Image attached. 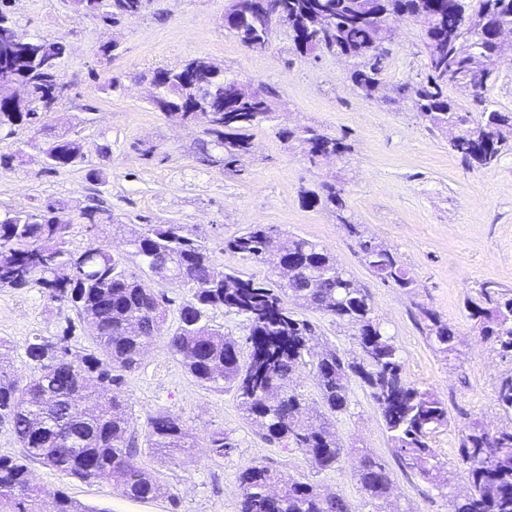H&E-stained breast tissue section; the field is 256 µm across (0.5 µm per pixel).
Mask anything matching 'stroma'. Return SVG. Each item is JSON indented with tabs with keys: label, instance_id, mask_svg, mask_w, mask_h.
Listing matches in <instances>:
<instances>
[{
	"label": "stroma",
	"instance_id": "stroma-1",
	"mask_svg": "<svg viewBox=\"0 0 512 512\" xmlns=\"http://www.w3.org/2000/svg\"><path fill=\"white\" fill-rule=\"evenodd\" d=\"M230 0H147L142 13L118 22L75 12L68 0H0V11L26 38L64 39L63 85L43 127L0 135V152L14 154L0 168V217L62 209L71 219L67 247L82 252L104 245L127 256L132 231L149 224H181L225 271L269 285L274 268L250 262L224 248L225 239L253 224L324 246L339 267L366 289L373 312L398 348L405 379L434 392L448 407V426L430 436L450 481L435 485L406 466L391 441L368 387L347 380L348 409L333 420L343 454L335 470L317 472L300 449L268 441L243 413L232 389L201 387L173 357L165 336L127 373L120 395L127 403L130 433L144 436L149 418L178 415L198 448L170 460L142 453L140 463L169 488L170 497L136 501L117 494L105 480L84 481L33 461V481L43 508L65 493L93 512H239L237 475L263 465L340 494L352 512H373L356 472L361 454L385 463L391 477L393 512H452L451 502L469 486L460 448L465 428L479 421L489 433L512 425L496 396L501 377L512 373V357L479 335L467 303L488 282L512 290V151L489 170L466 166L448 139L419 120L402 83L424 73V26L405 18L394 23L386 45L379 90L365 95L350 79L351 60L297 54L284 29L268 46L253 50L224 27ZM495 60L498 79L485 96L490 108L512 112V34ZM117 44L114 55L104 46ZM204 57L226 76L280 92L271 121L252 131V148L238 168L224 166V150L203 125L166 119L151 101L150 76ZM309 125L344 138L342 158L309 162L284 131ZM79 140L82 163L52 171L42 148L51 131ZM341 189L360 234L382 241L414 279L406 292L382 284L366 267L354 236L333 209L311 207L305 192ZM103 209L106 223L91 224L86 209ZM436 311L455 332L456 351L447 355L428 338L420 308ZM315 327V350H337L346 359L361 350L350 329L329 315L299 309ZM68 336L73 348H90L83 324L70 309L50 301L42 287L0 288V338L14 348V369L26 377L25 344L36 336ZM223 432L235 442L229 454L210 456L205 445Z\"/></svg>",
	"mask_w": 512,
	"mask_h": 512
}]
</instances>
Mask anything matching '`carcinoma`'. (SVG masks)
<instances>
[{"instance_id":"obj_1","label":"carcinoma","mask_w":512,"mask_h":512,"mask_svg":"<svg viewBox=\"0 0 512 512\" xmlns=\"http://www.w3.org/2000/svg\"><path fill=\"white\" fill-rule=\"evenodd\" d=\"M286 21L296 53L345 56L353 61L351 81L370 95L381 83L389 41L385 25L404 17L425 24L426 72L413 87L414 109L427 126L448 135L450 149L469 166L489 169L508 148L502 129L512 127V112L484 107L478 120L448 100V84L466 78L478 87L475 100L496 82L490 75L500 51L499 29L512 30V0H275ZM230 33L248 46L267 39L259 12L239 22ZM39 54L0 43V76L19 73L32 87V99L55 104L61 93L59 66L67 52L57 39L37 40ZM235 80L195 58L187 65L156 70L155 98L175 108L165 116L184 123L199 120L189 108H215L205 123L206 134L224 149V167L234 168L250 149V130L271 119V108L243 102L233 112ZM42 113L0 92V129L12 135L35 127ZM314 160L348 151L344 138L312 126L284 133ZM46 165L56 171L84 159L82 144L56 134L45 148ZM310 206L333 207L336 218L357 237L361 259L384 285L408 290L414 280L391 250L359 232L346 215L341 191L304 198ZM69 224L42 223L37 213L0 218V288H19L36 281L49 300L74 310L85 323L93 348L72 351L67 337L36 336L25 348L32 370L27 381L15 374L13 348L0 339V424L10 427L22 448L19 456L0 455V512H41V489L33 483L28 461L36 460L67 476L107 480L130 500H148L167 489L145 470L142 448L172 456L198 447L180 418L159 412L148 422L144 446L126 437V403L118 394L124 374L139 368L144 351L163 330L172 300L149 287L145 276L189 288L178 305V323L168 347L182 367L204 388L233 387L248 419L270 440L293 442L319 472L336 468L343 448L331 423L313 422L304 414L300 394L288 382L310 366L322 400L331 415L347 409L349 374L370 389L395 447L408 467L426 480L440 481L441 466L429 444L436 429L448 425V408L432 392L408 383L399 352L373 316L369 296L321 245L301 237L283 239L263 224H254L224 241V249L245 260L267 262L279 273L275 285L259 283L217 267L207 248L186 234L181 224H149L129 239L138 270L126 267L107 248L80 254L65 249ZM313 308L351 328L362 350L360 360L347 361L334 349L311 352L313 325L288 307V300ZM218 310L243 316L249 331L245 345L224 336L212 314ZM480 336L492 338L503 355H512V296L482 286L478 300L468 302ZM427 330L444 353L455 350V333L434 312L419 310ZM248 361L241 362L242 348ZM497 402L512 415V375L503 377ZM218 458L233 448L229 435L217 433L207 444ZM460 455L467 465L470 487L455 497L452 512H512V427L493 438L472 421L462 439ZM358 484L384 512L391 478L385 466L363 456ZM239 512H351L339 494L323 495L309 482L264 466H249L238 475ZM51 512H91L63 493L54 497Z\"/></svg>"}]
</instances>
